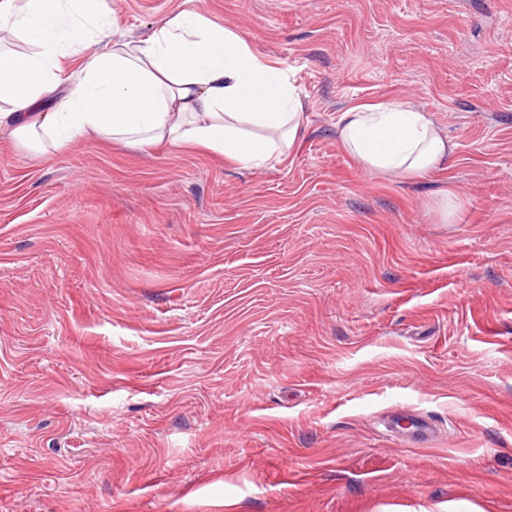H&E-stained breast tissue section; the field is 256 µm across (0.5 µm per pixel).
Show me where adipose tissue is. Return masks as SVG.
<instances>
[{"mask_svg":"<svg viewBox=\"0 0 512 512\" xmlns=\"http://www.w3.org/2000/svg\"><path fill=\"white\" fill-rule=\"evenodd\" d=\"M112 14L109 0H0V31L28 46L0 45V133L49 157L88 139L196 148L241 168L292 157L301 95L247 39L194 10L134 39ZM336 138L367 172L407 182L448 169L456 152L428 113L396 98L349 106Z\"/></svg>","mask_w":512,"mask_h":512,"instance_id":"1","label":"adipose tissue"}]
</instances>
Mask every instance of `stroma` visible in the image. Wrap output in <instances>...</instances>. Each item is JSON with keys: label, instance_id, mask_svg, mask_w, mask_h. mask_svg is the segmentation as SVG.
Instances as JSON below:
<instances>
[{"label": "stroma", "instance_id": "stroma-1", "mask_svg": "<svg viewBox=\"0 0 512 512\" xmlns=\"http://www.w3.org/2000/svg\"><path fill=\"white\" fill-rule=\"evenodd\" d=\"M111 2L135 37L190 4L239 32L306 132L264 168L0 138V512H512V0ZM392 98L447 171L340 149ZM336 138L367 172L406 182L448 169L457 147L427 112L396 98L349 106L337 117ZM459 206L460 204L455 194L448 190V188H443L434 198L432 208L438 218L446 224L455 216ZM386 423L389 431L398 435L403 433V430L411 429V431H409V435H399L398 437L409 444L427 445L430 440L435 437V428L433 422L427 418L418 416L416 419L411 421V424L408 428H402L398 425L397 422L392 423L391 416L388 415Z\"/></svg>", "mask_w": 512, "mask_h": 512}]
</instances>
